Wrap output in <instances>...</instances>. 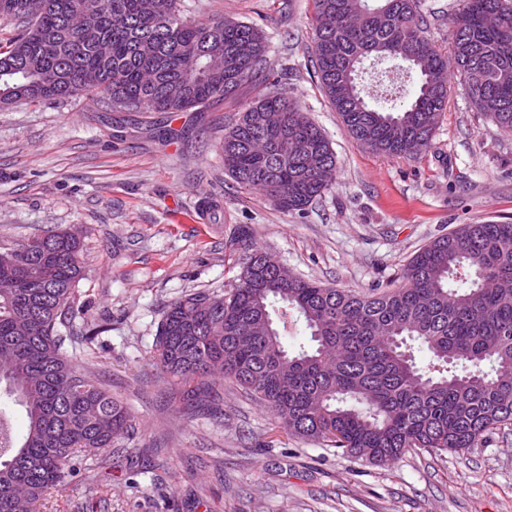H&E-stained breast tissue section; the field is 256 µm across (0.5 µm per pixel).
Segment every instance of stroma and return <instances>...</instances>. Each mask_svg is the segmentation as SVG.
I'll use <instances>...</instances> for the list:
<instances>
[{"label": "stroma", "mask_w": 512, "mask_h": 512, "mask_svg": "<svg viewBox=\"0 0 512 512\" xmlns=\"http://www.w3.org/2000/svg\"><path fill=\"white\" fill-rule=\"evenodd\" d=\"M185 17L233 19L269 37L280 87L327 135L336 179L303 212L274 207L224 168L221 141L240 105L171 122L165 142L150 112L95 99L0 107V241L58 227L83 241L78 292L109 321L101 348L67 349L121 396L135 433L92 460L95 497L78 482L47 494L42 512H512V426L464 454L406 453L375 465L287 435L235 384L213 414L183 411L148 355L165 303L222 293L236 277L239 225L298 277L368 293L401 284L415 252L462 224L512 221V135L473 112L460 83L429 148L413 159L363 148L320 90L310 63L312 0H182Z\"/></svg>", "instance_id": "stroma-1"}]
</instances>
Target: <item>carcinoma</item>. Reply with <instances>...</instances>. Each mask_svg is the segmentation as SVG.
I'll return each instance as SVG.
<instances>
[{
	"label": "carcinoma",
	"mask_w": 512,
	"mask_h": 512,
	"mask_svg": "<svg viewBox=\"0 0 512 512\" xmlns=\"http://www.w3.org/2000/svg\"><path fill=\"white\" fill-rule=\"evenodd\" d=\"M0 12L15 22L0 43V93L37 102L102 97L125 112H203L236 99L247 81L272 85L268 38L248 23L194 22L181 0H46L24 18V0ZM314 73L348 132L366 149L411 159L429 145L459 74L475 111L512 133V0H460L442 54L427 38L421 0H313ZM431 60L434 86L417 78L403 109L371 104L348 78L364 61ZM224 168L283 211H302L330 189L329 139L286 93L242 108L222 139ZM286 181L288 202L275 199ZM245 243L222 295L193 292L164 305L153 365L182 409L220 398L216 375L263 404L291 435L389 464L409 450L463 453L512 425V223L462 224L425 245L403 284L368 294L265 269ZM82 241L71 229L0 243V398L23 407L14 432L0 406V512H41L49 491L87 473V462L134 431L120 396L77 369L65 348L79 328L92 344L77 286ZM315 346L291 353L288 318ZM431 358L417 366L414 345Z\"/></svg>",
	"instance_id": "carcinoma-1"
}]
</instances>
